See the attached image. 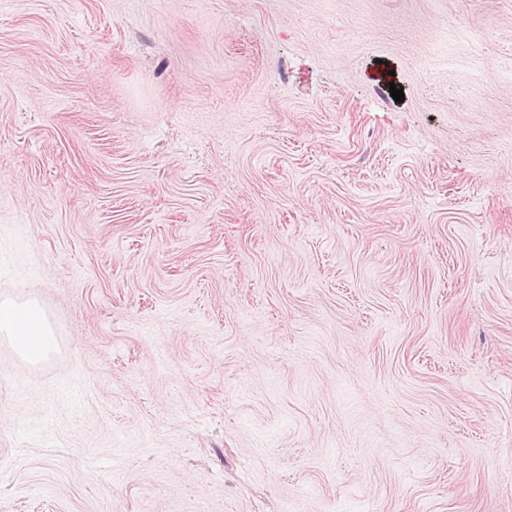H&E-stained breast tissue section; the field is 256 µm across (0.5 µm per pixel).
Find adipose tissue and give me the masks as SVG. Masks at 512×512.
<instances>
[{
  "label": "adipose tissue",
  "mask_w": 512,
  "mask_h": 512,
  "mask_svg": "<svg viewBox=\"0 0 512 512\" xmlns=\"http://www.w3.org/2000/svg\"><path fill=\"white\" fill-rule=\"evenodd\" d=\"M0 333L8 336L27 360H40L56 348L55 336L35 303H0Z\"/></svg>",
  "instance_id": "ef3b65f1"
}]
</instances>
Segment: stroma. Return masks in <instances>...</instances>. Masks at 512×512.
I'll list each match as a JSON object with an SVG mask.
<instances>
[{"label":"stroma","mask_w":512,"mask_h":512,"mask_svg":"<svg viewBox=\"0 0 512 512\" xmlns=\"http://www.w3.org/2000/svg\"><path fill=\"white\" fill-rule=\"evenodd\" d=\"M3 300L0 512H512V0H0ZM0 333L8 336L18 352L29 361H38L56 348V339L41 309L33 302L16 306L0 303Z\"/></svg>","instance_id":"stroma-1"}]
</instances>
